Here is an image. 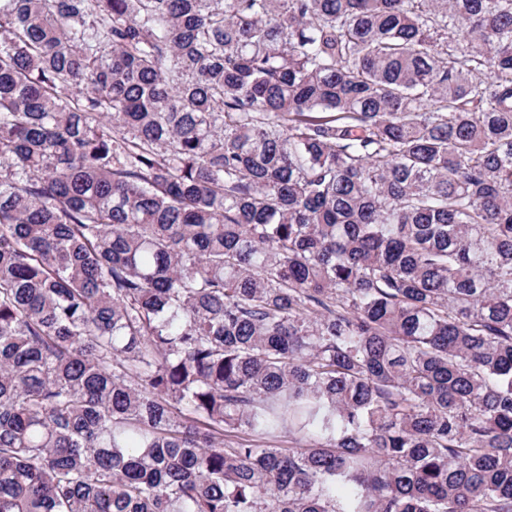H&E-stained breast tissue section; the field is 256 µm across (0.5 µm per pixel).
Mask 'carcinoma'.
I'll use <instances>...</instances> for the list:
<instances>
[{
    "mask_svg": "<svg viewBox=\"0 0 512 512\" xmlns=\"http://www.w3.org/2000/svg\"><path fill=\"white\" fill-rule=\"evenodd\" d=\"M0 512H512V0H0Z\"/></svg>",
    "mask_w": 512,
    "mask_h": 512,
    "instance_id": "obj_1",
    "label": "carcinoma"
}]
</instances>
